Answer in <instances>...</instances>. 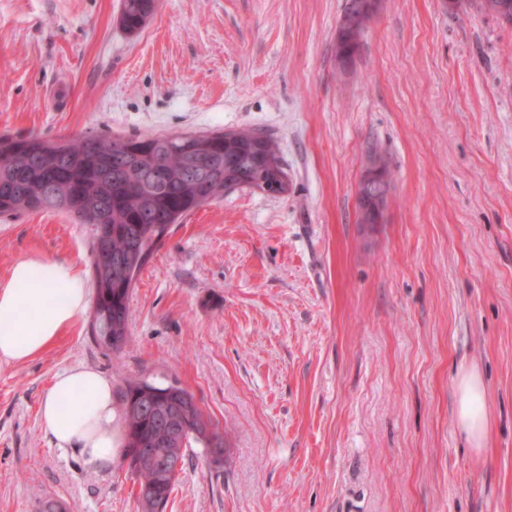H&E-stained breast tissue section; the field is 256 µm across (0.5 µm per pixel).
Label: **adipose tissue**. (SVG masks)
<instances>
[{
    "label": "adipose tissue",
    "mask_w": 512,
    "mask_h": 512,
    "mask_svg": "<svg viewBox=\"0 0 512 512\" xmlns=\"http://www.w3.org/2000/svg\"><path fill=\"white\" fill-rule=\"evenodd\" d=\"M79 271L66 261H18L0 287V360L21 363L45 350L89 307ZM456 419L471 447L488 439L486 392L477 368L462 370L456 383ZM111 382L88 367H73L54 378L40 405L42 427L57 448L79 453L85 464H111L120 450Z\"/></svg>",
    "instance_id": "ef3b65f1"
}]
</instances>
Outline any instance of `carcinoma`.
<instances>
[{"mask_svg": "<svg viewBox=\"0 0 512 512\" xmlns=\"http://www.w3.org/2000/svg\"><path fill=\"white\" fill-rule=\"evenodd\" d=\"M512 0H461L512 25ZM156 0H122L121 28L139 32ZM371 18L356 30L337 27L336 61L352 64ZM284 170L276 145L252 130L185 140L183 135L110 136L51 140L39 134H0V217L60 210L90 227V269L95 299L90 336L117 352L129 336V301L135 276L151 260L173 226L190 212L224 195L226 183H254L264 172ZM123 423L122 461L137 480L138 512L168 504L176 476L131 464L146 449L184 459L200 443L214 453L224 439L194 395L179 384L139 379L119 390Z\"/></svg>", "mask_w": 512, "mask_h": 512, "instance_id": "1", "label": "carcinoma"}]
</instances>
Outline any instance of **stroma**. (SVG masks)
<instances>
[{
    "mask_svg": "<svg viewBox=\"0 0 512 512\" xmlns=\"http://www.w3.org/2000/svg\"><path fill=\"white\" fill-rule=\"evenodd\" d=\"M345 0H0V131L49 138L247 128L290 189L187 215L142 269L120 355L87 319L0 362V512H137L120 460L53 447L40 402L86 366L120 389L181 383L224 433L185 452L166 512H512V26L443 0H383L348 68ZM384 220L358 221L371 158ZM87 225L0 219V286L23 259L90 276ZM485 381L488 440L455 420ZM156 0H123L119 17L121 28L129 35L139 32L154 13ZM348 2L347 0L336 34V61H338L343 68L352 64L359 51L363 34L372 19L370 17L363 18L359 21L355 31L345 32L344 28L340 26V22L347 12ZM377 162H381L390 174L387 164L381 158H376L373 160V163ZM373 163H370L366 168L360 182V187L362 189V195L364 198H368L370 202L376 207L374 209L375 212L376 210H382L385 203L387 202L390 190V177L380 168L378 164ZM456 392L458 428L472 448H484L488 439L486 392L477 368L471 367L460 372Z\"/></svg>",
    "mask_w": 512,
    "mask_h": 512,
    "instance_id": "obj_1",
    "label": "stroma"
}]
</instances>
